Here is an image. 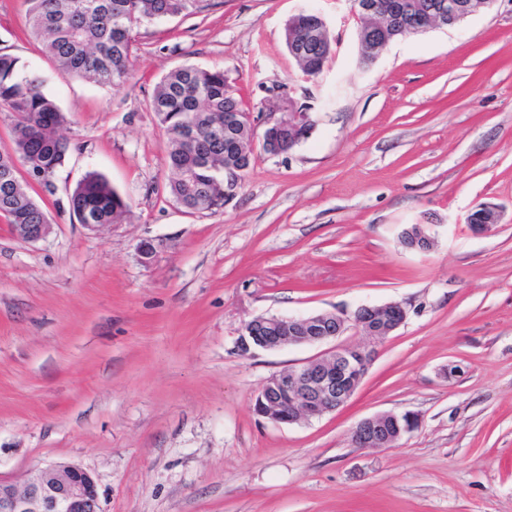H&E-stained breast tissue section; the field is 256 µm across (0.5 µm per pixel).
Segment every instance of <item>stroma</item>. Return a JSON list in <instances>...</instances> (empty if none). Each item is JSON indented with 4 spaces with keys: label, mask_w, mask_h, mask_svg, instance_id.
Wrapping results in <instances>:
<instances>
[{
    "label": "stroma",
    "mask_w": 512,
    "mask_h": 512,
    "mask_svg": "<svg viewBox=\"0 0 512 512\" xmlns=\"http://www.w3.org/2000/svg\"><path fill=\"white\" fill-rule=\"evenodd\" d=\"M205 2L141 27L132 75L111 88L59 70L23 0H0V53L40 77L70 143L53 191L30 188L49 236L24 242L0 215V475L78 465L102 512H512V0L369 67L351 0ZM305 11L332 37L314 78L284 41ZM187 65L223 69L252 116L284 118L289 98L314 122L287 153L255 147L214 212L171 198L150 109ZM90 172L126 199V222L91 231L72 216ZM484 205L501 221L478 236L466 218ZM405 224L431 225L432 249H407ZM388 302L408 317L343 408L293 425L255 413L272 374L323 348L241 353L247 321ZM383 412L418 425L354 447ZM412 413L385 412L361 421L351 434L357 448H390L417 426Z\"/></svg>",
    "instance_id": "obj_1"
}]
</instances>
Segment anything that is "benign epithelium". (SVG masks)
I'll use <instances>...</instances> for the list:
<instances>
[{"mask_svg": "<svg viewBox=\"0 0 512 512\" xmlns=\"http://www.w3.org/2000/svg\"><path fill=\"white\" fill-rule=\"evenodd\" d=\"M494 0H448L422 12H408L396 0L378 5L376 0H354L352 9L367 24L358 30L360 64L369 66L392 44L396 35L421 32L432 27H453L464 19L491 8ZM311 124L308 113L292 112L288 120L267 117V136L262 145L272 155L293 148ZM233 138L236 156L249 157L255 139L245 140L233 124L224 126ZM245 168L230 160L224 163V197L237 194ZM501 220L492 206H482L467 217L474 232L488 233ZM13 232L25 242L44 239L51 224H14ZM410 250L427 252L434 244L430 227L409 224L399 234ZM406 308L397 302L362 306L350 316L332 312L300 317L256 316L245 323L240 345L278 350L287 346L322 344L336 339L352 326L361 335L357 344L331 348L305 364L269 377L254 404L255 412L277 424H295L336 411L353 396L373 363L377 346L406 320ZM417 426L411 413L385 412L361 421L351 434L357 448H389ZM0 512H101L92 475L67 463L41 469L19 487L0 477Z\"/></svg>", "mask_w": 512, "mask_h": 512, "instance_id": "1", "label": "benign epithelium"}]
</instances>
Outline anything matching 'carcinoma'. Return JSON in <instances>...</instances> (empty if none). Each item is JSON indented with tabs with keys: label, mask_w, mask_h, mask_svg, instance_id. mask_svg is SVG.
Listing matches in <instances>:
<instances>
[{
	"label": "carcinoma",
	"mask_w": 512,
	"mask_h": 512,
	"mask_svg": "<svg viewBox=\"0 0 512 512\" xmlns=\"http://www.w3.org/2000/svg\"><path fill=\"white\" fill-rule=\"evenodd\" d=\"M200 0H24L28 26L43 43L46 54L59 68L82 79L113 88L124 86L132 74V54L137 30L145 23L200 9ZM309 14L288 21L285 40L307 36ZM328 53L312 46L309 55L297 61L302 73H321ZM151 107L160 117L168 137V161L173 171L169 191L185 197L182 175L189 172L204 190L200 209L224 207V160L234 141L209 124L237 116L248 125L249 111L229 85L224 70L193 65L168 72L159 82ZM0 112L14 117L15 153L32 176L46 188L68 150L61 134L67 117L56 101L44 92L42 81L24 71L17 57L0 53ZM201 114L197 147L184 145L175 132L193 114ZM70 212L81 224H118L126 219V200L97 173L87 174L68 200ZM12 224H43L45 214L19 180L13 158L0 154V214Z\"/></svg>",
	"instance_id": "obj_1"
}]
</instances>
